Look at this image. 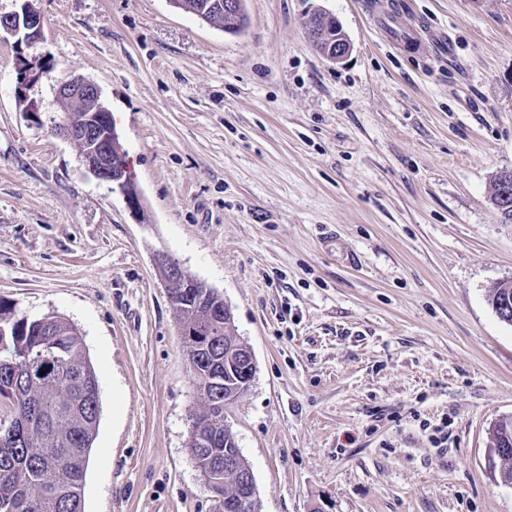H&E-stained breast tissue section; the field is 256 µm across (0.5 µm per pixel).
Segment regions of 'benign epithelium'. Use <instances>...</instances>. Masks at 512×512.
<instances>
[{"label": "benign epithelium", "instance_id": "1", "mask_svg": "<svg viewBox=\"0 0 512 512\" xmlns=\"http://www.w3.org/2000/svg\"><path fill=\"white\" fill-rule=\"evenodd\" d=\"M0 36L13 39L17 54L15 93L19 97L27 98L31 88L49 76V71L39 65L40 57L26 54L27 49L44 39L43 18L40 13L30 9L28 0H17L15 10L0 15ZM350 50L351 43L347 35L342 33L336 38V50L325 54V58L341 62L348 56ZM56 95L58 99L74 104L94 105L93 109L87 111L85 118L87 127L84 142L87 148L82 158L88 168L100 179L115 184L130 203L137 204V192L127 184L126 176L115 171L108 164L112 137L116 136V131L112 130L109 114L104 112L99 103L98 87L81 76H74L58 85ZM155 264L159 268H165L169 275L185 274L182 266L164 253L156 255ZM187 287L191 288L189 298L194 303L209 300L215 307L216 316L209 317L206 324L190 325L183 330L184 335L189 337L188 345L193 346L202 342L206 344L207 337L222 334L225 323L233 319L232 311L220 294L201 282L196 280L187 284ZM224 368L241 374L244 386H250L255 371V360L251 349L239 342L224 345ZM224 471H232L238 477L237 487L231 497L221 492V489L225 488V482L215 479L212 473L201 472L205 482L215 493V510L221 512L223 507L227 506L238 512H244L251 500L257 496L252 470L241 452L227 448L224 450Z\"/></svg>", "mask_w": 512, "mask_h": 512}]
</instances>
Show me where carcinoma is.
Returning <instances> with one entry per match:
<instances>
[{
    "label": "carcinoma",
    "mask_w": 512,
    "mask_h": 512,
    "mask_svg": "<svg viewBox=\"0 0 512 512\" xmlns=\"http://www.w3.org/2000/svg\"><path fill=\"white\" fill-rule=\"evenodd\" d=\"M177 9L226 31L247 26L246 0H177ZM307 20L329 35L340 23L321 10H309ZM512 202V180L495 177L491 200ZM171 305L179 324L203 320L210 303L191 311L183 307L186 292L180 280L168 286ZM488 302L512 306V285L496 283ZM235 337L234 329L217 337V345L183 348L194 385L204 400V411L195 416L203 425L207 447L196 449L201 466L224 471V406L216 403L211 384L224 386V343ZM35 357L51 359L43 376H30L25 363ZM0 382L15 386L14 395L0 393V402L12 410L8 425L0 423V512H82L83 490L89 453L98 422L99 384L81 332L62 317L46 315L31 319L0 301ZM512 439V418H503L491 430L492 447Z\"/></svg>",
    "instance_id": "cac0c4a2"
}]
</instances>
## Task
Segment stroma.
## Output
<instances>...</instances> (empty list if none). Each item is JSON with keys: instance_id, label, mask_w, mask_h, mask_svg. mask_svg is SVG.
<instances>
[{"instance_id": "1", "label": "stroma", "mask_w": 512, "mask_h": 512, "mask_svg": "<svg viewBox=\"0 0 512 512\" xmlns=\"http://www.w3.org/2000/svg\"><path fill=\"white\" fill-rule=\"evenodd\" d=\"M48 79L0 38V301L75 324L100 415L84 512H213L202 403L156 254L229 304L253 352L225 422L260 512H512L489 431L512 416V0H247L238 34L169 0H32ZM329 10L353 50L305 29ZM417 41H390L385 12ZM93 81L139 208L54 132ZM310 20L312 22H314L316 25H318L321 30H323L327 34L332 35L334 37L332 41L325 40V41L315 42V43L310 42L312 44V46L314 47V49L318 53L322 54L324 52V50H326V46H328V44H329V46L332 47V43L336 42V46L334 45V47H333V49L335 51L332 52V49H330L328 51V53L324 54L323 56L326 59L335 61L336 63L343 61L348 56V54L351 50V43H350L347 35L344 32H341L339 37L336 36V34H338V33H336L337 29L342 28V26L336 20V18L329 17L325 14V12L321 11V9L319 10L318 8H314V9H310L308 11V16H307V20H306V29H308V23ZM317 36L318 35L315 32L313 27L308 29V38L309 39L314 40V39H316Z\"/></svg>"}]
</instances>
